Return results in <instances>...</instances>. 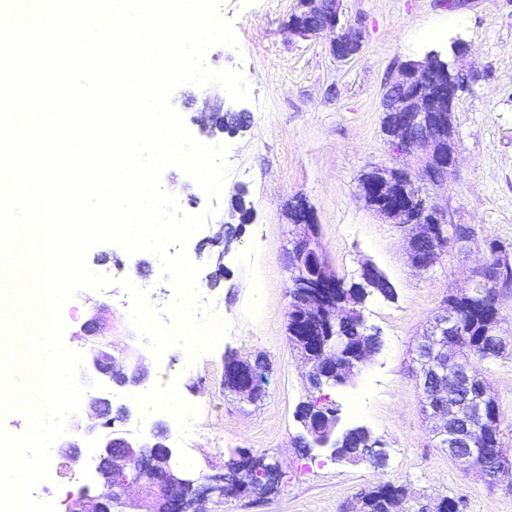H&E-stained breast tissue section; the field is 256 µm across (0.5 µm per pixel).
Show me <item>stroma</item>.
Here are the masks:
<instances>
[{"mask_svg": "<svg viewBox=\"0 0 512 512\" xmlns=\"http://www.w3.org/2000/svg\"><path fill=\"white\" fill-rule=\"evenodd\" d=\"M299 10V0H219L218 14L232 24L239 47H214L206 60L215 69L243 71L248 98L242 106L250 123L222 139L230 172L217 199L208 200L176 167L163 172L161 183L177 200L193 194L199 209L216 208L186 245L199 278H206L210 266L198 246L219 231L237 188L245 189L252 218L224 257L229 278L213 291L224 304V337L190 365L183 362L182 347L148 361L149 386L172 385L175 398L192 412L200 451L176 444L161 414L134 415L131 432L161 436L192 479L224 471L238 450L278 465L281 479L266 499L234 495L210 504V512H344L361 491L382 483L405 486L416 498L462 500V512H512V471L488 483L438 447L423 410L417 360L420 337L444 300L468 289L488 241L512 255V0H341L342 22L362 32L360 52L347 60L332 54L328 39L289 32ZM456 41L467 46V62L479 78L457 103V166L445 184L422 192L447 209L449 222L472 225L476 237L447 248L433 268L419 272L409 263L405 229L367 207L358 185L371 167L406 162L382 132V97L397 64L431 51L450 57ZM298 201L313 211L323 252L345 283L360 281L370 265L394 291L389 298L369 296L362 305L380 350L349 382L321 392L308 385L309 367L287 335L299 232L288 213ZM86 261L117 281L135 272L158 292L171 287L149 252L130 255L100 243ZM96 296L80 291L62 309L64 342L74 351L85 350L83 327ZM231 353L263 361L259 402L225 392L224 357ZM471 366L498 402L502 448L512 460V348L491 362L472 359ZM322 394L338 410L337 432L364 427L379 439L383 466L337 459L327 447L297 445L304 429L296 411Z\"/></svg>", "mask_w": 512, "mask_h": 512, "instance_id": "35a3bbf8", "label": "stroma"}]
</instances>
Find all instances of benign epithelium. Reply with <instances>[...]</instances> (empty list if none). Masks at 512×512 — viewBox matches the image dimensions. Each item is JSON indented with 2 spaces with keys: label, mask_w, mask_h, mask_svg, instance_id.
<instances>
[{
  "label": "benign epithelium",
  "mask_w": 512,
  "mask_h": 512,
  "mask_svg": "<svg viewBox=\"0 0 512 512\" xmlns=\"http://www.w3.org/2000/svg\"><path fill=\"white\" fill-rule=\"evenodd\" d=\"M300 4L301 17L291 23L294 34L303 38H330L331 50L338 59H347L359 52L360 34L352 27L340 24L339 0H300ZM458 46L456 42L451 47L450 60L430 52L421 60L406 61L399 66L398 78L386 86L382 107L384 113L397 117L402 123L400 130L387 135L388 142L398 153L413 157L414 167L375 166L364 173L360 182V195L368 206L411 230L410 257L413 266L420 270L432 268L447 246L471 240L469 235L456 239L449 234L446 210L422 195L420 188L422 183L443 181L456 165L451 147L456 104L469 81L468 73L462 68L463 54L457 51ZM429 71L440 73V81L437 86L424 89L416 84V77ZM238 114L249 117L247 110H237L223 99H207L201 111L195 113L193 124L201 133L216 137L223 133L219 121ZM292 223L307 228L293 250L292 268L296 275L291 294L292 302L300 309L298 317L305 325L292 324L289 340L312 363L310 383L324 377L342 384L354 375L358 365L374 355V351L370 348L361 350L358 364L348 363L338 370L336 350L314 336L316 323L333 317L336 311L328 293L336 283V272L322 252L312 247L315 229L310 209L295 214ZM206 244L216 248L212 259L214 271L207 278V285L213 288L224 277V254L229 246L220 236L207 239ZM459 317L455 309L437 316L432 332L434 344L423 358L433 378L441 381L448 378L461 388L473 390L477 388L479 378L470 366L455 368L450 373L445 368L453 363V359L446 355L443 342L454 333ZM85 335L89 349L79 371V380L87 386V408L92 416L105 419L103 427L108 432L96 447L101 489L93 496L79 495L71 502L68 512H112V504L124 489L129 468L135 472V479L144 480L142 492L146 499L138 504L141 512H203V503L213 498L224 499L228 487L241 492L251 488L250 480L240 478L242 473L250 474V466L246 464L231 467L225 473L209 475L199 482L185 477L172 460V448L162 446V442L133 437L127 431H113L109 418L110 388L121 384L144 385L148 379L146 357L128 353L121 359L116 357L115 342L104 334L96 316L88 321ZM252 376L251 369L244 364H227L224 366V387L251 401L254 399ZM92 382L100 383L101 387H89ZM428 407L440 420V446L448 449L450 458L460 459L459 450L471 447L474 438L471 427L460 424L461 410L455 397L447 395L439 386L428 400ZM470 421L477 423L480 432L492 434L491 420L484 415L483 401L479 398L471 401ZM96 429L97 425L74 415L57 447L75 448L74 437L91 435ZM486 444L476 471L492 482L504 468V457L497 439L488 440Z\"/></svg>",
  "instance_id": "1"
}]
</instances>
